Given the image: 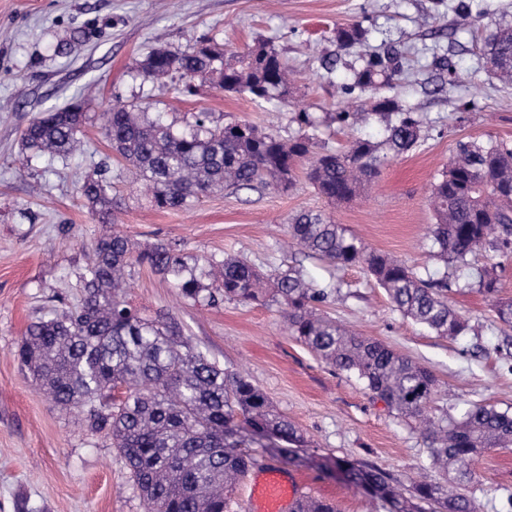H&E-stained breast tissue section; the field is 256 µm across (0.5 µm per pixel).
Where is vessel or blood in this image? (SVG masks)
Instances as JSON below:
<instances>
[{
	"label": "vessel or blood",
	"instance_id": "obj_1",
	"mask_svg": "<svg viewBox=\"0 0 512 512\" xmlns=\"http://www.w3.org/2000/svg\"><path fill=\"white\" fill-rule=\"evenodd\" d=\"M303 496L302 481L288 478L276 464L265 466L249 480L250 512H293Z\"/></svg>",
	"mask_w": 512,
	"mask_h": 512
}]
</instances>
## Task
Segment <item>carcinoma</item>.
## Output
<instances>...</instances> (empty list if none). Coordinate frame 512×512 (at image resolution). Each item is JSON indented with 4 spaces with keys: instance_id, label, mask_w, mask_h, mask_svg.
<instances>
[{
    "instance_id": "cac0c4a2",
    "label": "carcinoma",
    "mask_w": 512,
    "mask_h": 512,
    "mask_svg": "<svg viewBox=\"0 0 512 512\" xmlns=\"http://www.w3.org/2000/svg\"><path fill=\"white\" fill-rule=\"evenodd\" d=\"M483 12L463 8L458 25L475 28ZM367 40L355 22L336 28V46L346 50ZM492 72L512 82V26H500L485 42ZM405 61L395 49L365 54L341 87L346 102L332 120L356 127L374 117L385 139L352 137L336 151L317 149L308 135L288 141L260 132L248 122L213 124L211 113L198 112L184 130L161 116L119 100L101 113L104 135L119 168L108 178L86 175L77 193L101 216L112 215V191L129 169L142 181L150 203L175 210L216 189L285 191L298 171L328 203L338 205L363 193L380 174L389 155L415 148L422 120L403 109L393 90ZM176 72L191 80L208 75L226 93H247L255 100L288 96V69L278 54L256 45L225 58L224 51L201 38L183 49H157L141 64L143 80L158 83ZM378 92L371 106L361 93ZM84 112L58 108L32 119L22 133L25 149L69 159L82 132ZM429 234L445 264L469 266V258L493 251L499 261L476 269L475 282L496 297L497 318L512 328V299L499 297L498 270L512 259V141L460 142L448 167L433 183ZM298 249L334 266L361 265L384 288L403 316L453 337L467 319L448 305V283L418 277L399 260L367 250L322 211L296 214L288 225ZM218 269L210 284L197 271L200 263ZM146 266L170 278L180 295L208 305L222 299L258 301L265 296L282 306L289 333L332 367L364 381L376 399L423 427L432 463L453 468L472 480L469 463L495 448L512 449V414L472 403L460 418H435L429 406L437 380L428 369L382 343L361 336L318 312L327 293L290 269L266 276L243 260L217 262L188 256L177 242L145 248L126 234L101 238L88 251L78 278L80 303L27 328L19 358L60 410L78 409L89 431L103 433L123 457L130 479L148 512H224L228 494L256 455L240 448L237 436L261 431L276 437V452L295 459L305 443L301 430L277 412L266 393L248 376L222 369L188 347L180 327L165 313L144 317L125 299L132 268ZM336 468L355 472L362 485H374L394 512H478L475 500L440 482L412 483L410 496L373 466L336 459ZM296 512H335L328 503L305 497Z\"/></svg>"
}]
</instances>
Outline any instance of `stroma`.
<instances>
[{
  "label": "stroma",
  "mask_w": 512,
  "mask_h": 512,
  "mask_svg": "<svg viewBox=\"0 0 512 512\" xmlns=\"http://www.w3.org/2000/svg\"><path fill=\"white\" fill-rule=\"evenodd\" d=\"M466 4L483 12L487 30L512 26V0H0V512H145L110 440L89 432L78 411L55 407L16 356L31 322L78 303L76 269L92 243L115 231L142 246L177 240L192 256L239 257L267 274L299 268L306 280L331 289L322 312L434 373L433 415L457 418L472 403L512 411V354L492 299L471 286L470 269H447L427 235L431 185L458 142L512 140V83L488 71L472 33L458 26ZM356 21L371 32L367 46L338 52L335 28ZM203 37L228 52L262 43L274 49L292 71L287 103L227 94L199 78L187 94L176 73L161 85L140 76L153 50ZM386 46L409 60L394 93L421 115V140L347 203L328 207L301 179L286 192L216 190L164 211L151 207L144 186L129 177L103 223L76 193L77 181L112 153L99 115L116 100L146 105L180 129L193 113L209 112L220 126L249 122L289 138L307 130L294 119L305 111L319 146L341 147L354 133L382 141L379 122L353 133L329 115L351 66L366 49ZM443 58L469 81L449 82L438 66ZM76 100L86 103V122L68 162L24 149L21 134L34 116ZM326 207L369 250L421 278L445 274L458 282L448 303L468 318L469 330L438 336L394 310L364 268H337L291 247V218ZM131 282L133 306L169 313L196 350L245 371L302 430L301 461L287 469L307 496L336 512H387L336 471L337 458L368 461L405 485L439 479L417 422L298 342L279 304L195 305L146 267L135 268ZM471 470L472 481L458 482L459 491L481 512H500L504 492L512 491V451L485 452Z\"/></svg>",
  "instance_id": "1"
}]
</instances>
